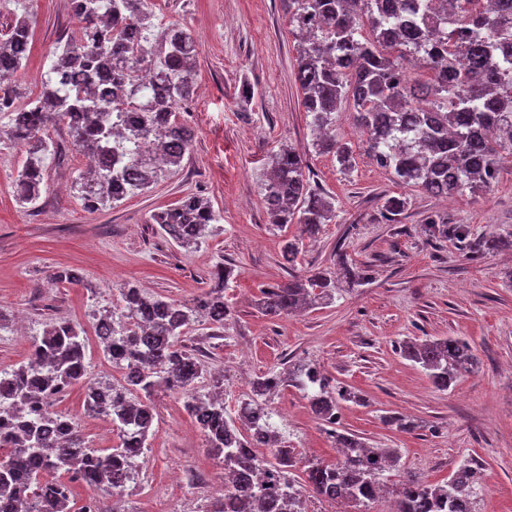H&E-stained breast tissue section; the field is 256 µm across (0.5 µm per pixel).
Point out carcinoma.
Instances as JSON below:
<instances>
[{
    "label": "carcinoma",
    "mask_w": 512,
    "mask_h": 512,
    "mask_svg": "<svg viewBox=\"0 0 512 512\" xmlns=\"http://www.w3.org/2000/svg\"><path fill=\"white\" fill-rule=\"evenodd\" d=\"M289 23L301 34L296 46L295 79L302 106L316 131L312 146L350 165L351 149L327 131L336 127L342 105L352 106L366 134V151L395 181L436 196L464 195L497 183L506 159L512 158V0H281ZM81 22L66 39L42 82L40 94L26 99L12 78L27 58L32 42L28 19L17 18L0 44V117L8 119L0 135L26 148L30 160L16 185V197L35 209L41 198L44 170L39 158L48 150L47 126L64 123L77 150L102 158L100 170L75 182L86 209L97 211L158 183L193 146L195 132L179 119L196 85L198 52L192 34L171 24L155 38L148 0H71ZM371 38L360 39L363 20ZM425 63L430 82L412 83L401 59ZM155 73L158 87L141 82L140 73ZM434 97L438 108L425 112L412 105L419 95ZM168 127L153 156L144 157L140 141L152 134L155 115ZM261 195L271 223L299 224L310 239L335 216L332 203L310 187L306 154L292 147L272 153ZM406 201L390 197L382 205L390 221ZM153 223L180 246L201 239L216 221L212 207L197 197L162 209ZM426 232L450 237L473 257L495 241L469 239L458 224L431 217ZM213 286L189 302L169 299L128 283L119 299L99 312L95 333L112 367L124 372V383L91 375L86 361L85 331L55 318L35 338V363L0 369V512H72L73 494L61 478L71 475L90 487L120 499L136 480L149 448L154 421L153 400L177 392L195 419L207 447L229 478L224 496L209 512H305V493L348 507L346 512H373L385 494L392 512H477L484 495L481 464L464 460L448 480L428 484L408 473L387 485L385 472L400 460L396 448H374L341 426L348 403L360 395L339 386L318 366L298 360L283 371H268L250 382L249 393L229 410L224 379L203 392L198 382L205 365L186 350L181 336L199 324L221 336L230 314L224 288L234 266L221 263L211 274ZM367 272L336 249V271L291 276L262 291L257 307L271 318L298 309L328 305L339 285H363ZM401 354L419 365L434 388L448 390L463 372L474 370V348L458 337L409 339ZM82 384L85 408L97 411L91 391L112 394L109 413L118 443L106 449L90 446L81 431L59 435L65 415L52 408L55 398ZM296 388L326 434L341 449L331 465L311 463L306 483L288 474L291 448H282V424L273 408L283 388ZM262 437L270 457L253 453ZM41 452V465L18 482L21 457Z\"/></svg>",
    "instance_id": "1"
}]
</instances>
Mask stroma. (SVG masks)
Segmentation results:
<instances>
[{
    "mask_svg": "<svg viewBox=\"0 0 512 512\" xmlns=\"http://www.w3.org/2000/svg\"><path fill=\"white\" fill-rule=\"evenodd\" d=\"M149 7L155 23L180 25L198 44L196 90L182 111L195 131L193 148L176 173L150 190L92 212L70 189L85 170L84 155L62 128H49L42 196L38 208L25 210L15 187L27 153L0 140V307L8 319L23 315L28 328L24 337L0 331V369L25 362L35 335L58 317L85 329L92 373L121 381L92 332L95 311L129 282L192 299L207 290L214 266L229 262L236 277L224 290L230 317L223 335L200 324L182 338L188 350L209 355L212 377L224 379L228 408H236L256 376L312 360L331 381L365 398L364 405L344 407L343 426L374 447L398 449L390 483L408 472L440 483L473 457L483 465L481 512H512V250L502 246L473 259L459 243L425 232L428 217L438 215L466 226L475 239H512V161L492 188L447 202L398 185L378 167L348 108L335 134L350 147L352 166L341 168L312 146L294 77L296 35L280 0H150ZM23 13L33 41L15 82L33 97L61 37L79 22L69 0H0V31ZM285 145L306 152L310 185L331 195L336 209L316 241L302 240L291 266L282 249L285 241L302 239L300 227L271 224L260 190L269 155ZM188 196L206 198L217 222L198 246L184 249L151 216ZM390 196L407 202L394 223L381 214ZM340 247L350 262L368 267L364 285L297 314L270 318L256 310L262 289L335 265ZM66 269L83 284L52 283V273ZM425 336L467 340L478 369L437 390L399 352L403 339ZM273 406L286 428L284 445L294 451L292 476L303 478L308 461L335 463L334 443L295 388L281 390ZM56 407L79 421L92 446L116 445L111 422L85 412L81 387ZM154 409L150 447L139 479L121 499L123 512H205L224 485V468L180 394H159ZM392 414L424 426L400 431L382 421Z\"/></svg>",
    "mask_w": 512,
    "mask_h": 512,
    "instance_id": "obj_1",
    "label": "stroma"
}]
</instances>
